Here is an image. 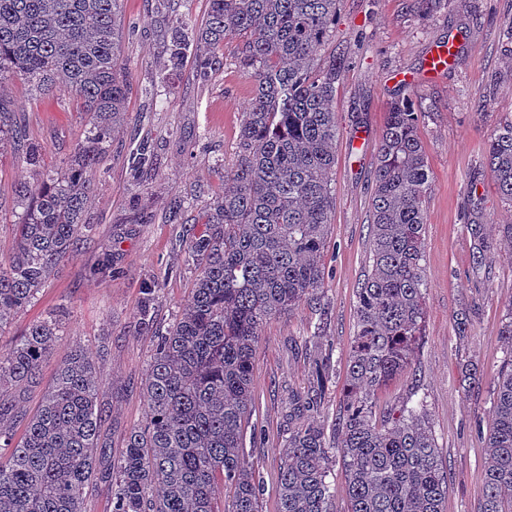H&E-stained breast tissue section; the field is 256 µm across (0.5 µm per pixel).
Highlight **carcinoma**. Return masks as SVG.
<instances>
[{
	"instance_id": "cac0c4a2",
	"label": "carcinoma",
	"mask_w": 512,
	"mask_h": 512,
	"mask_svg": "<svg viewBox=\"0 0 512 512\" xmlns=\"http://www.w3.org/2000/svg\"><path fill=\"white\" fill-rule=\"evenodd\" d=\"M122 0H0V82L16 74L40 93L80 97L86 135L66 167L21 182L15 248L0 262V326L26 307L54 267L92 237L86 222L107 139L124 120L129 91L120 61ZM195 38L175 30L168 61L216 65L227 38L244 46L236 66L254 90L239 130L238 158L224 192L186 235L197 270L190 296L157 337L143 395L144 423L118 456L101 434L103 393L90 359L61 360L42 403L20 414L24 435L0 429V512H85L86 490L112 478V512H261L262 483L246 460L253 348L272 317L313 299L324 282L322 250L334 206L332 171L339 121L336 81L345 60L317 67L340 0H209ZM421 113L409 95L390 104L373 172L370 269L357 289L358 329L347 357L342 436L292 431L282 449L278 512H335L329 460L339 455L347 512H444L448 488L423 405L379 421L377 392L411 369L425 315L424 204L430 189ZM26 163L41 149L13 142ZM485 154L502 201L512 208V121L487 135ZM139 325L153 327L155 278L141 284ZM59 324L31 323L12 344L0 340V397L37 377L55 351ZM509 351L491 411L484 509L512 512V307L501 328ZM327 364L315 363L318 407Z\"/></svg>"
}]
</instances>
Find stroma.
Masks as SVG:
<instances>
[{"label": "stroma", "instance_id": "obj_1", "mask_svg": "<svg viewBox=\"0 0 512 512\" xmlns=\"http://www.w3.org/2000/svg\"><path fill=\"white\" fill-rule=\"evenodd\" d=\"M209 0H124L129 28L121 57L130 91L127 121L112 136L95 177L87 220L91 242L63 260L36 298L0 327V341L21 338L33 321L54 317L61 328L56 351L40 365L36 382L10 389L15 413L0 418L14 437L24 432L22 413H33L52 383L61 358L78 351L90 357L106 384L102 427L120 453L126 432L145 421L142 393L154 346L140 330L141 282L159 280L153 305L155 330H165L187 299L196 277L183 238L199 226L209 204L224 189V171L237 159L239 129L251 84L235 65L240 39L226 40L223 59L201 77L193 58L165 68L169 29L181 24L193 35ZM512 0H452L424 15L414 0H341L319 67L333 59L346 65L336 83L340 135L333 174L335 205L323 247L324 285L318 299L268 320L253 349L251 422L255 441L246 455L260 472L262 512H277L276 486L282 446L306 422L337 443L345 419V363L357 331L356 290L369 260V200L372 171L391 101L410 94L422 117L419 135L430 168L423 244L426 313L411 372L393 378L376 397V414H398L422 400L448 481L445 512H480L491 407L507 352L502 321L512 306V259L504 251V225L512 209L501 199L485 163L491 129L512 119ZM455 40L458 54L447 73L417 87L396 73H420L435 44ZM153 95H145V87ZM0 105L15 114L22 134L41 146L39 167L16 150L0 154V261L13 253V226L23 211L14 196L18 182H35L60 170L84 136L79 99L42 94L11 77ZM155 156L152 169L133 175L140 142ZM182 207L169 221L174 202ZM480 225L473 235L471 225ZM490 243L474 265L478 237ZM112 272L90 276L104 252ZM469 319L458 331L460 316ZM328 360V383L317 410L302 401L313 386L314 363ZM475 379H468V371Z\"/></svg>", "mask_w": 512, "mask_h": 512}]
</instances>
